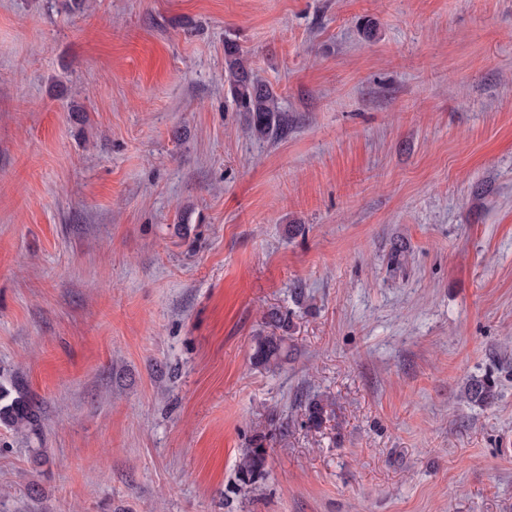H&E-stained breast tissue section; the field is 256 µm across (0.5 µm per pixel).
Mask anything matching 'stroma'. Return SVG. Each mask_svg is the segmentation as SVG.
Masks as SVG:
<instances>
[{"mask_svg": "<svg viewBox=\"0 0 512 512\" xmlns=\"http://www.w3.org/2000/svg\"><path fill=\"white\" fill-rule=\"evenodd\" d=\"M17 378L0 512H512V0H0ZM224 65L236 110L245 113L252 134L258 138L286 135L288 116L279 106L277 93L253 76L244 51L235 41H225ZM266 323L273 327L272 332L257 336L255 338L254 352L252 354L253 363L257 367L272 368L281 365L288 359V336L290 321L288 315L278 310H270L265 316ZM282 330V334L277 335L275 330ZM0 425L16 433H40V414L17 381H0ZM256 448H251L244 453L239 465L240 472L243 475L244 483H253L264 474L265 467V449L261 443H256Z\"/></svg>", "mask_w": 512, "mask_h": 512, "instance_id": "stroma-1", "label": "stroma"}]
</instances>
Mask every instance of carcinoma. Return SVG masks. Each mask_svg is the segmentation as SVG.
Returning <instances> with one entry per match:
<instances>
[{"label":"carcinoma","mask_w":512,"mask_h":512,"mask_svg":"<svg viewBox=\"0 0 512 512\" xmlns=\"http://www.w3.org/2000/svg\"><path fill=\"white\" fill-rule=\"evenodd\" d=\"M224 71L236 110L245 113L248 127L259 138L288 134V116L281 110L274 89L253 76L244 51L234 41L224 44ZM266 323L273 331L255 338L253 363L261 368L281 365L288 359L290 328L288 315L269 311ZM465 396L472 402L483 404L492 398V384L488 380L473 379L466 387ZM326 404L312 399L305 405L309 426L319 428L326 420ZM0 425L16 433H40V414L25 388L16 381H0ZM265 449L258 446L244 453L239 465L243 481L253 483L264 474Z\"/></svg>","instance_id":"carcinoma-1"}]
</instances>
